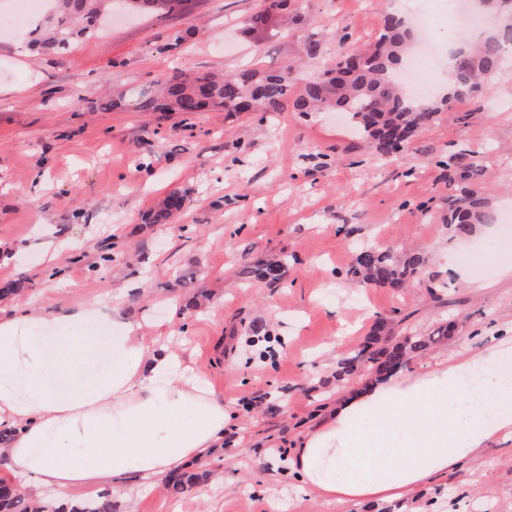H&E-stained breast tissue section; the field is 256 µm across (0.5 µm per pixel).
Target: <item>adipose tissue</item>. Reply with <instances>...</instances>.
Segmentation results:
<instances>
[{"mask_svg":"<svg viewBox=\"0 0 512 512\" xmlns=\"http://www.w3.org/2000/svg\"><path fill=\"white\" fill-rule=\"evenodd\" d=\"M218 396L122 295L0 313V470L43 512L60 495L155 482L224 441ZM512 439V336L358 382L290 450L316 499L408 501Z\"/></svg>","mask_w":512,"mask_h":512,"instance_id":"1","label":"adipose tissue"}]
</instances>
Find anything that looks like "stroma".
Listing matches in <instances>:
<instances>
[{"label":"stroma","instance_id":"obj_1","mask_svg":"<svg viewBox=\"0 0 512 512\" xmlns=\"http://www.w3.org/2000/svg\"><path fill=\"white\" fill-rule=\"evenodd\" d=\"M393 2L291 0L280 14L266 0H188L177 14L113 18L57 54L28 49L23 29L0 33V311L123 295L130 315L175 332L232 411L225 446L190 466L196 486L128 478L116 512H512L511 440L405 504L315 499L285 454L351 387L337 363L378 320L397 337L447 328L416 367L512 323V280H493L512 265V223L458 236L445 224L452 164L480 170L496 218L512 207V66L411 138L396 165L341 112L138 106L170 81L261 77L291 60L312 80L374 41ZM38 171L47 183L33 201ZM175 190L183 208L144 223ZM379 242L422 257L415 287L355 284L358 250ZM258 265L276 277L246 276Z\"/></svg>","mask_w":512,"mask_h":512}]
</instances>
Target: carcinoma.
<instances>
[{"mask_svg": "<svg viewBox=\"0 0 512 512\" xmlns=\"http://www.w3.org/2000/svg\"><path fill=\"white\" fill-rule=\"evenodd\" d=\"M50 8L42 22L31 25L27 45L39 52L68 49L72 43L95 36L102 17L112 11L114 0H48ZM133 14L149 13L164 3L169 11L181 7L184 0H121ZM483 10L494 24L468 45L450 55L448 95L437 102H427L401 86L396 69L411 45L410 30L398 18L384 20L372 48L341 55L329 80L316 78L308 82L292 99L298 112L336 108L344 112L351 127L381 157H391L392 144L400 137L409 138L438 114L451 108L452 102L479 92L507 65L512 64V0H480ZM294 73L270 74L260 79L246 73L222 80L202 77L192 85L177 82L167 86L164 100L174 103L181 112H197L215 100L234 111L240 100L253 99L260 112H275L288 98ZM479 176L477 169L454 171L452 180L462 184L459 193L448 196V226L457 231L473 230L475 224L494 221L488 202L470 187ZM422 260L415 254L400 255L388 248L364 247L356 257L351 276L365 286L371 284L403 288L415 280ZM448 335L439 328L429 336H402L393 345L379 350L358 349L342 359L345 374L362 364L377 370L384 365L396 366L412 356H421ZM0 512H38L21 493L0 487ZM56 512H114L112 493L102 492L74 505H63Z\"/></svg>", "mask_w": 512, "mask_h": 512, "instance_id": "carcinoma-1", "label": "carcinoma"}]
</instances>
